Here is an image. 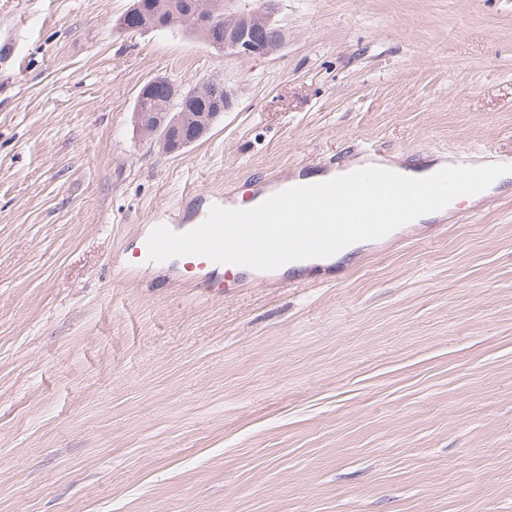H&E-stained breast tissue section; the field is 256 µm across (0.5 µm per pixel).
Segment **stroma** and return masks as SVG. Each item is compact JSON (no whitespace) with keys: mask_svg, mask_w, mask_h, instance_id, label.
Masks as SVG:
<instances>
[{"mask_svg":"<svg viewBox=\"0 0 512 512\" xmlns=\"http://www.w3.org/2000/svg\"><path fill=\"white\" fill-rule=\"evenodd\" d=\"M133 0H0V512H512V180L299 273L138 261L157 211L362 161L512 156V0H281L220 56ZM235 104L163 154L147 81ZM176 0H164L158 1L155 3H159L155 8L161 7V9H168L171 5L175 3ZM160 3H164L161 5ZM154 8L153 4L150 1L143 2V9L146 10L147 13L155 16V22L162 26L160 30L166 29H174V28H182L190 34H194L198 37H202L207 41V36L205 33L195 29L190 23L183 19L174 18L167 20L166 15L171 16L169 11H165L163 13L158 14L157 10ZM141 17L139 23L133 21L134 18ZM155 24L150 19H142V14L139 10V5H135L131 7L120 19L119 25L127 29L128 31L140 32L145 30H157L160 26ZM260 9L218 13L217 24L210 36L221 33L224 37L209 44L224 56H267L278 51L285 43L286 30L275 20L278 1H261Z\"/></svg>","mask_w":512,"mask_h":512,"instance_id":"stroma-1","label":"stroma"}]
</instances>
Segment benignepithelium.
<instances>
[{
	"instance_id": "7a95c632",
	"label": "benign epithelium",
	"mask_w": 512,
	"mask_h": 512,
	"mask_svg": "<svg viewBox=\"0 0 512 512\" xmlns=\"http://www.w3.org/2000/svg\"><path fill=\"white\" fill-rule=\"evenodd\" d=\"M276 0H266L259 9L224 13V37L210 42L219 53L226 56H267L278 51L285 43L286 30L275 20ZM185 17L201 30L209 28L215 19L214 4L211 0H188ZM119 25L129 31L156 30L159 25L150 19L141 18L139 6L131 7L120 19ZM223 86V97L216 99L215 111L203 112L195 116L192 124H187L185 114L166 121L155 112H145L136 108V128L144 140L158 142L168 153L181 151L202 138L214 122L233 106L234 95L224 86L220 78L207 79L189 89L171 88L165 92L170 97L179 96L188 104L209 95L211 86Z\"/></svg>"
}]
</instances>
